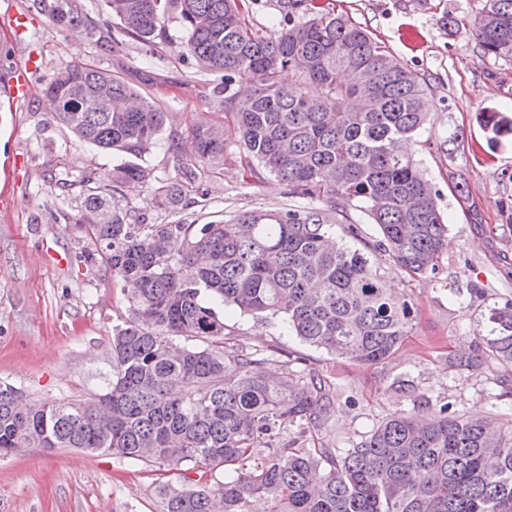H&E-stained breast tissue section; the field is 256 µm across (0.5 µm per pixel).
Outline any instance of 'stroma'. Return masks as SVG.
<instances>
[{
    "label": "stroma",
    "instance_id": "1",
    "mask_svg": "<svg viewBox=\"0 0 512 512\" xmlns=\"http://www.w3.org/2000/svg\"><path fill=\"white\" fill-rule=\"evenodd\" d=\"M400 58L426 77L434 91L430 121L414 159L439 197L448 222L442 279H409L390 268L392 287L415 308L412 328L385 363L356 365L301 342L286 323L229 310L225 346L272 349L278 360L328 377L339 397L355 407L316 435L317 445L348 448L373 425L410 408V389L451 400L471 417H512V398H499L500 367L460 378L448 359L477 353L472 326L488 306L512 299V134L494 136L491 114L512 120V61L482 56L470 20L480 0H332ZM85 29L58 31L32 0H0V17L27 13L20 36L0 25V383L32 399L65 403L103 393L112 378V330L128 316L127 283L104 263L81 264L94 249L76 222L82 188L58 184L65 170L106 178L123 157L78 141L59 124L43 83L60 66L87 64L122 77L152 95L169 114L155 144L142 155L156 178L174 177L192 160L191 129L206 120L224 122L222 76L201 73L177 48L181 34L169 22V38L153 51L122 33L104 0H83ZM450 24H443V17ZM40 57L28 98L7 93L11 73L30 54ZM210 188L198 201L187 188L189 222L229 219L241 211L288 206V189L273 177L244 183L238 165L196 166ZM465 178L481 221L470 223L450 191ZM149 461L123 462L76 448H28L0 458V512H161L156 487L179 481Z\"/></svg>",
    "mask_w": 512,
    "mask_h": 512
}]
</instances>
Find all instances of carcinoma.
I'll return each mask as SVG.
<instances>
[{"label": "carcinoma", "instance_id": "carcinoma-1", "mask_svg": "<svg viewBox=\"0 0 512 512\" xmlns=\"http://www.w3.org/2000/svg\"><path fill=\"white\" fill-rule=\"evenodd\" d=\"M123 31L152 47L178 20L181 57L222 74L224 117L191 131L195 160L242 161L245 183L265 173L304 206L249 210L208 224H147L114 203L155 184L157 205L184 209L183 180L157 181L137 163L112 167L109 183L62 173L82 187L77 223L104 262L136 285L128 318L112 332V380L91 401L16 404L0 383V456L26 448H79L119 460L151 461L196 477L157 486L161 512H512V419H471L425 393L341 452L280 443L291 430L317 433L338 412L324 376L267 365L275 353L224 346V308L282 318L306 344L359 365L383 364L408 336L415 309L387 286L382 264L411 277L440 274L448 224L438 194L414 160L429 120L433 86L349 16L320 0H279L288 28L261 36L243 0H104ZM55 28L85 25L80 0H33ZM471 26L483 54L512 61V0H482ZM294 72L286 84L281 75ZM43 93L74 137L140 156L158 138L166 112L122 78L69 64ZM474 224L480 212L465 183L453 186ZM360 212L381 239L367 252L336 240L331 226ZM472 332L481 353L451 357L469 377L512 368V300L489 309ZM197 344L180 345L177 338ZM222 468L220 502L209 477Z\"/></svg>", "mask_w": 512, "mask_h": 512}]
</instances>
